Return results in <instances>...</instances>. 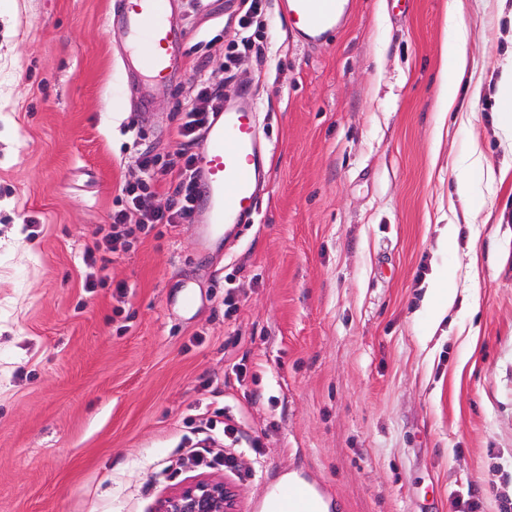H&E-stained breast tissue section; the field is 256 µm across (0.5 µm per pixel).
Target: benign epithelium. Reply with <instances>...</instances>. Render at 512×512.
<instances>
[{"mask_svg": "<svg viewBox=\"0 0 512 512\" xmlns=\"http://www.w3.org/2000/svg\"><path fill=\"white\" fill-rule=\"evenodd\" d=\"M231 486L206 478L195 479L160 500L156 512H237Z\"/></svg>", "mask_w": 512, "mask_h": 512, "instance_id": "7a95c632", "label": "benign epithelium"}]
</instances>
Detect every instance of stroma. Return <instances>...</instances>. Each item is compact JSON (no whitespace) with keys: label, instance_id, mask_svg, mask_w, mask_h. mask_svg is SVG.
<instances>
[{"label":"stroma","instance_id":"stroma-1","mask_svg":"<svg viewBox=\"0 0 512 512\" xmlns=\"http://www.w3.org/2000/svg\"><path fill=\"white\" fill-rule=\"evenodd\" d=\"M172 19L192 43L154 92L115 0H0V512H154L205 476L257 512L260 480L159 471L217 405L260 438L263 478H315L327 512H480L512 499V150L496 90L512 0H353L320 46L271 0L258 99L268 182L228 245L136 232L86 265L137 154L176 152L201 50L222 81L227 0ZM466 30L470 85L449 103ZM479 97H472V86ZM94 277L99 285L87 289ZM192 279L191 316L168 308ZM454 293L438 303L441 289ZM244 378H237V368Z\"/></svg>","mask_w":512,"mask_h":512}]
</instances>
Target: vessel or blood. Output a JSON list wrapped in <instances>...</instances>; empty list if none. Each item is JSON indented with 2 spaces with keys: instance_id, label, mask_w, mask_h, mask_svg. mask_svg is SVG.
<instances>
[{
  "instance_id": "1",
  "label": "vessel or blood",
  "mask_w": 512,
  "mask_h": 512,
  "mask_svg": "<svg viewBox=\"0 0 512 512\" xmlns=\"http://www.w3.org/2000/svg\"><path fill=\"white\" fill-rule=\"evenodd\" d=\"M293 36L305 45L322 43L349 19L352 0H282ZM128 34L123 54L138 61L155 90L182 61L189 32L168 18L169 0H115ZM258 104L242 92L238 104L224 108L207 128L198 168L202 175V218L195 226L198 242L207 247L224 225L241 224L256 213L263 162L256 149ZM266 512H323L326 498L309 483L281 484L271 489Z\"/></svg>"
}]
</instances>
